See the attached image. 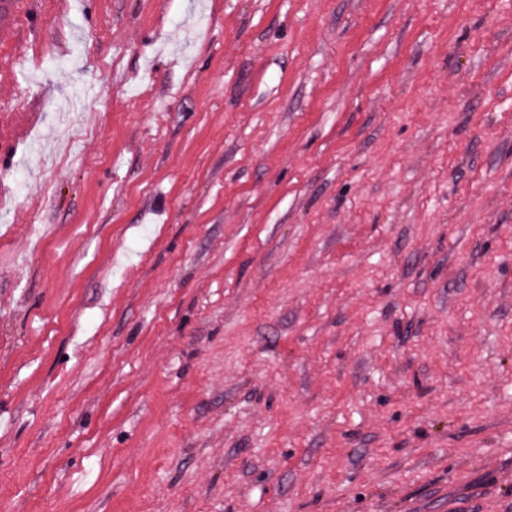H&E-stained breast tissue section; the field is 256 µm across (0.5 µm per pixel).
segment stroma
<instances>
[{
  "label": "stroma",
  "instance_id": "obj_1",
  "mask_svg": "<svg viewBox=\"0 0 512 512\" xmlns=\"http://www.w3.org/2000/svg\"><path fill=\"white\" fill-rule=\"evenodd\" d=\"M0 512H512V0H18Z\"/></svg>",
  "mask_w": 512,
  "mask_h": 512
}]
</instances>
